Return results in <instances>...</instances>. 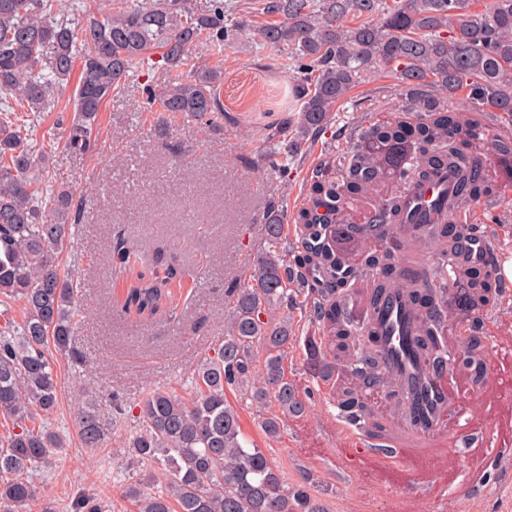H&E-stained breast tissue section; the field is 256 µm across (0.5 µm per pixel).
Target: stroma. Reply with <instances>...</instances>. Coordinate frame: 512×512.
<instances>
[{"mask_svg":"<svg viewBox=\"0 0 512 512\" xmlns=\"http://www.w3.org/2000/svg\"><path fill=\"white\" fill-rule=\"evenodd\" d=\"M224 82L222 129L210 131L179 120L158 130L148 110L147 88H159L168 75L163 64L131 73L122 91L102 106L96 147L85 155L64 148L75 83H68L54 107L25 113L28 145L43 154L41 170L50 185L72 187L82 204L74 235L59 255L60 266L77 287L74 336L84 363L74 367L54 355L57 407L37 423L59 433L63 445L46 465L29 473L39 487L34 512H74L80 497L103 503L108 512H129L122 494L129 481L119 454L135 426L138 405L158 389L185 394L197 364L224 341L231 305L228 282L248 279L265 239L263 215L270 195L289 209L307 199L305 175L333 143L356 142L370 123L404 109L397 80L377 73L340 105L330 131L310 143L306 156L282 180L262 156L289 116L287 93L293 75L278 51L251 32L230 35L220 63ZM503 242L495 266L505 290L495 309H474L468 291L449 285L447 336L478 324L487 358L502 367L501 407H512V225L491 224ZM142 247L168 245L194 290L180 302L178 319L159 320L148 330L113 311L107 256L116 234ZM296 339L284 369L310 409L288 419L281 434L267 438L262 415L236 392L227 398L241 417L244 435L265 452L288 482L307 480L309 491L327 512H512V466L490 465L476 480L481 498L450 492L431 497L407 468L381 471L350 467L336 429L339 408L331 386L310 371L308 340L319 330L307 315L293 313ZM118 398L124 424L101 447L85 448L77 434L78 407L88 395Z\"/></svg>","mask_w":512,"mask_h":512,"instance_id":"stroma-1","label":"stroma"}]
</instances>
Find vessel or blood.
I'll use <instances>...</instances> for the list:
<instances>
[{
  "label": "vessel or blood",
  "mask_w": 512,
  "mask_h": 512,
  "mask_svg": "<svg viewBox=\"0 0 512 512\" xmlns=\"http://www.w3.org/2000/svg\"><path fill=\"white\" fill-rule=\"evenodd\" d=\"M454 184L453 174L445 171L416 189L409 201L410 215L433 222L451 212L458 221H468L469 212L455 205ZM499 250L498 240L478 232L464 244L466 255L475 263L490 261ZM366 321L377 333L381 367L396 385L406 428L390 440L375 441L364 432L358 414L341 412L338 427L345 438V455L362 465L394 460L409 465L421 482L461 489L458 461L446 446L459 427H472L470 398L452 399L448 391L451 367H429L420 358L414 343L417 317L403 289H392L378 307L368 311Z\"/></svg>",
  "instance_id": "1"
}]
</instances>
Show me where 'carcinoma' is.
<instances>
[{"mask_svg":"<svg viewBox=\"0 0 512 512\" xmlns=\"http://www.w3.org/2000/svg\"><path fill=\"white\" fill-rule=\"evenodd\" d=\"M266 0L263 14L274 17L258 29L261 40L278 47L297 70L293 97L298 135L272 146L268 167L288 175L289 162L305 148V138L325 133L332 112L350 100L353 88L383 68L403 84L405 99L417 112L373 123L363 141L330 149L307 178L312 204L293 213L270 197L265 223L266 246L250 278L228 289L232 313L224 343L204 358L182 396L156 390L138 405L135 431L124 442L130 465L158 469L163 486L146 492L128 484L124 497L135 512H326L303 483L292 486L260 448L248 447L237 409L226 392L248 394L259 409L272 402L277 413L262 421L276 438L290 417L309 411L297 386L287 377L282 358L295 338L287 312L310 313L327 336L310 342L313 372L333 379L336 366L357 380L372 381L377 370L371 341L350 344L353 324L341 304L355 278L352 257L336 249V235L325 227L349 224L362 251L360 265L379 272L373 300L391 288H410L422 317L417 342L433 363L431 337L441 330L446 313L441 294L448 267L433 268L429 287L408 279L389 248L405 214L404 192L383 200L366 223L357 224L355 204L385 180L408 185L427 180L441 169L458 177V207L501 198L505 186L483 176L479 153L485 127L479 113L512 115V0ZM246 22L228 21L224 0H209L206 9L193 0H78L66 8L57 0H0V303L20 301L21 322L0 328V414L20 423V432L0 441V512H29L39 490L28 479L35 465L47 462L61 437L25 421L52 413L58 377L51 364L55 351L77 364L83 355L73 343L76 288L59 264V255L78 217L66 188L44 189L36 157L13 128L10 113L45 112L63 82L75 70L72 119L65 147L84 154L94 147L93 125L103 103L121 90L128 73L158 52L173 78L149 92L157 105V123L176 116L211 129L222 117L217 86L223 72L202 64L187 75L189 52L201 44L220 53L233 30ZM466 91L464 112L448 109L446 100ZM295 224L299 244L284 242V221ZM471 223L436 224L433 230L409 229L411 247L421 253L433 244L459 240L474 232ZM112 307L136 324L177 317L182 298L181 272L169 246L147 252L118 238L109 256ZM454 282L473 290V305L483 308L500 293L501 283L486 266L463 260L454 265ZM265 350L256 370L255 345ZM337 403L355 409L374 433L383 432L352 384L334 389ZM108 414L89 399L80 410L76 430L82 443L96 448L105 433L121 424L118 404Z\"/></svg>","mask_w":512,"mask_h":512,"instance_id":"cac0c4a2","label":"carcinoma"}]
</instances>
